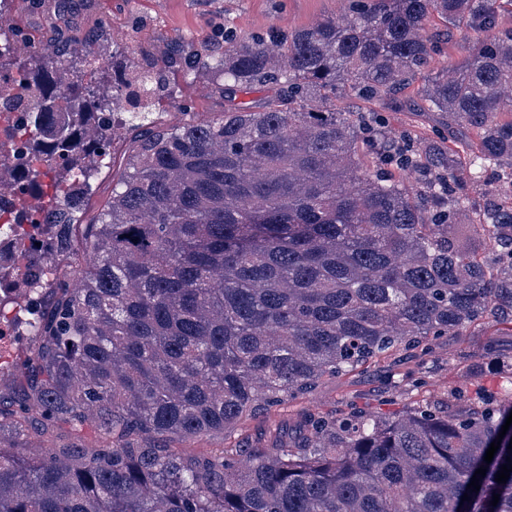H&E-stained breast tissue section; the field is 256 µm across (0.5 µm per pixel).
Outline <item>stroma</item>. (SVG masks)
<instances>
[{"instance_id":"obj_1","label":"stroma","mask_w":512,"mask_h":512,"mask_svg":"<svg viewBox=\"0 0 512 512\" xmlns=\"http://www.w3.org/2000/svg\"><path fill=\"white\" fill-rule=\"evenodd\" d=\"M343 7V0H29L26 8H12L11 15L41 38L43 47L62 51L75 68H86L89 56H96L97 83L107 97L112 94L113 53H122L126 62L139 68L164 62L167 87L153 113L156 121L173 125L187 103L206 117L224 110V100L213 93L209 75L185 70L180 48L204 41L216 53L227 29L289 33L341 16ZM421 87L417 80L402 91L404 108L398 112L385 98L369 103L349 98L338 106L383 113L391 134L407 128L425 142L435 138L438 125L422 105ZM33 350L29 341L0 340V400L18 396L21 374L16 364ZM511 374L512 321H480L464 335L439 338L424 357L397 352L369 368L324 379L314 390L283 405L246 416L225 435L204 436L188 444L174 441L170 448L182 455H206L238 443L262 448L268 430L293 427L299 412L307 408L339 415L355 409L393 416L475 384L497 389Z\"/></svg>"}]
</instances>
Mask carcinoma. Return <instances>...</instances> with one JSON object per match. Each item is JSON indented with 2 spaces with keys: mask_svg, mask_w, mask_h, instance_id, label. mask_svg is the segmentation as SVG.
I'll return each mask as SVG.
<instances>
[{
  "mask_svg": "<svg viewBox=\"0 0 512 512\" xmlns=\"http://www.w3.org/2000/svg\"><path fill=\"white\" fill-rule=\"evenodd\" d=\"M504 0H349L346 20L263 35L224 31L207 70L230 107L185 110L159 128L147 112L163 70L112 62V100L128 92L125 165L112 196L86 203L122 120L58 53L19 24L3 42L28 111L16 126L36 163L19 170L39 194L42 245L25 254L37 343L20 364L25 395L0 408V512H512V398L458 394L391 418L307 412L286 445L225 446L185 456L156 438L222 433L400 349L426 355L483 318L512 317V27ZM436 16L444 30L431 31ZM485 34L463 62L424 78L427 109L454 138L414 148L373 112L336 100L393 97L424 73L454 31ZM266 88L259 111L237 94ZM468 170L482 200L455 180ZM29 214L14 205L0 237ZM489 242L494 258L476 254ZM67 260L63 268L44 258ZM52 305L42 308L44 289ZM74 443L30 448L33 421ZM101 445L78 443L86 427ZM479 491L467 488L475 471ZM497 505H491L493 495ZM469 500H462V496Z\"/></svg>",
  "mask_w": 512,
  "mask_h": 512,
  "instance_id": "1",
  "label": "carcinoma"
}]
</instances>
